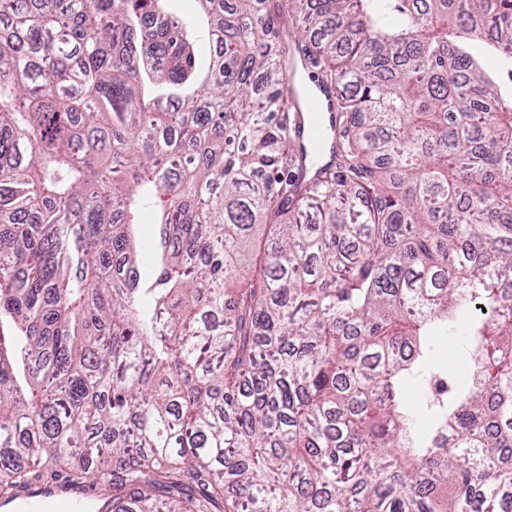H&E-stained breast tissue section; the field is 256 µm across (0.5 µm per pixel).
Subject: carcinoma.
Here are the masks:
<instances>
[{
  "label": "carcinoma",
  "instance_id": "1",
  "mask_svg": "<svg viewBox=\"0 0 512 512\" xmlns=\"http://www.w3.org/2000/svg\"><path fill=\"white\" fill-rule=\"evenodd\" d=\"M165 2L0 0V505L512 512V0ZM322 93L320 95L316 94V96L311 95L301 103L300 112L306 115L304 116V129L302 130L304 139H313L323 132L322 118H324L325 112H329V109L327 96ZM15 512H93L90 502L83 498L67 497L56 488H40L19 502Z\"/></svg>",
  "mask_w": 512,
  "mask_h": 512
}]
</instances>
